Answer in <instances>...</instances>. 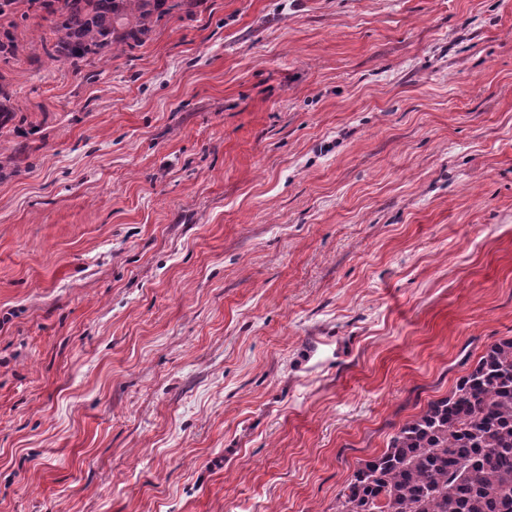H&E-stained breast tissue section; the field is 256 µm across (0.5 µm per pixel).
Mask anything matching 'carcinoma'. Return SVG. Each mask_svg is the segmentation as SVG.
<instances>
[{
	"mask_svg": "<svg viewBox=\"0 0 512 512\" xmlns=\"http://www.w3.org/2000/svg\"><path fill=\"white\" fill-rule=\"evenodd\" d=\"M167 0H0V58L18 50L24 3L50 17L44 54L80 70L132 51L169 9ZM0 84V129L15 110ZM336 512H512V337L489 345L447 396L406 422L362 461L336 498Z\"/></svg>",
	"mask_w": 512,
	"mask_h": 512,
	"instance_id": "carcinoma-1",
	"label": "carcinoma"
}]
</instances>
